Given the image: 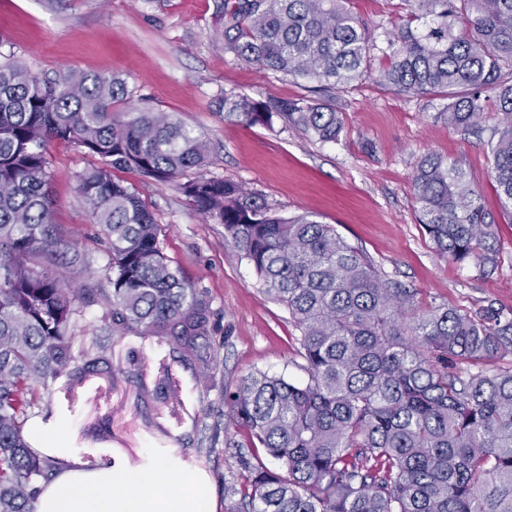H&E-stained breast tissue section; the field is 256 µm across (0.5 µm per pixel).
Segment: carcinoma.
Instances as JSON below:
<instances>
[{
    "mask_svg": "<svg viewBox=\"0 0 512 512\" xmlns=\"http://www.w3.org/2000/svg\"><path fill=\"white\" fill-rule=\"evenodd\" d=\"M351 0H224V52L313 83L316 97L255 102L224 95L251 124L283 119L322 142L342 131L336 93L367 72L370 31ZM380 78L409 98L446 100L436 119L472 133L496 111L491 178L512 224V0H405ZM132 97L113 76L45 79L0 62V512H35L40 485L67 461L31 448L24 427L63 376L106 370L109 345L74 352L76 322L105 307L112 346L164 342L181 364L215 362L217 312L164 254L163 229L135 188L133 169L173 185L288 311L300 336L303 382L256 372L224 393V448L237 471L227 512H512V313L446 304L416 308L417 292L385 278L337 232L307 213L284 216L235 182L188 172L209 143L173 115L123 119ZM100 158L76 174L108 244V276L72 290L61 266H83L53 221V142ZM419 221L438 255L497 265V225L455 161L427 155L413 174ZM234 432H229V428ZM240 433L244 440L236 439ZM269 457L277 466L264 462Z\"/></svg>",
    "mask_w": 512,
    "mask_h": 512,
    "instance_id": "carcinoma-1",
    "label": "carcinoma"
}]
</instances>
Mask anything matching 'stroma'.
<instances>
[{
    "label": "stroma",
    "instance_id": "1",
    "mask_svg": "<svg viewBox=\"0 0 512 512\" xmlns=\"http://www.w3.org/2000/svg\"><path fill=\"white\" fill-rule=\"evenodd\" d=\"M350 7L373 31L376 47L368 73L336 100L343 132L335 142L318 141L278 118L250 126L225 111L228 94L265 102L300 99L308 91L305 80L225 52L223 0H0V55L51 78L68 70L120 77L133 92V107L172 113L209 140L205 176L242 184L279 211L311 213L335 225L383 275L416 289L423 305L511 311L512 224L503 220L484 141L435 121L442 99L409 98L379 82L389 63L388 40L406 16L403 0H351ZM430 154L457 161L495 218L499 265L492 275L441 258L419 224L411 181L417 162ZM93 163L72 146L54 145L50 192L55 223L78 242L88 273L101 279L104 239L76 189L77 173ZM117 176L137 189L164 229L171 264L210 298L224 344L211 373L195 378L181 371L178 395L188 410L182 420L138 399L135 387L111 389L99 378L72 396L55 382L50 412L34 418L50 414L67 423L73 464L110 459L142 472L160 459L204 471L216 512H225L224 480L237 466L216 438L225 425L224 394L254 372L303 379L297 331L285 308L263 293L248 262L225 245L223 225L203 221L173 186L133 170ZM155 416L169 427L168 437L144 427Z\"/></svg>",
    "mask_w": 512,
    "mask_h": 512
}]
</instances>
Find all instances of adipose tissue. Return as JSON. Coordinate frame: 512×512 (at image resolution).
<instances>
[{"instance_id": "obj_1", "label": "adipose tissue", "mask_w": 512, "mask_h": 512, "mask_svg": "<svg viewBox=\"0 0 512 512\" xmlns=\"http://www.w3.org/2000/svg\"><path fill=\"white\" fill-rule=\"evenodd\" d=\"M36 512H214L196 472L158 463L145 475L106 462L67 469L46 488Z\"/></svg>"}]
</instances>
